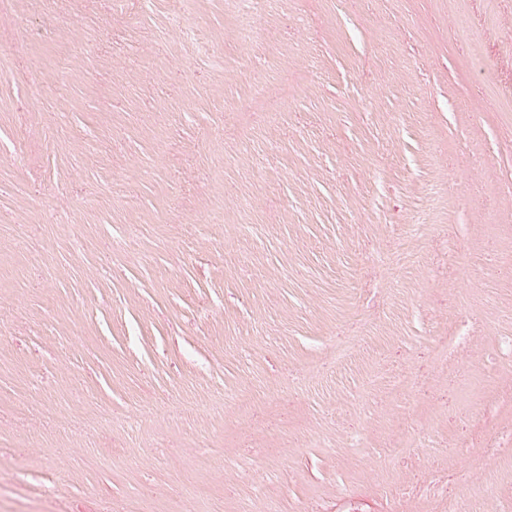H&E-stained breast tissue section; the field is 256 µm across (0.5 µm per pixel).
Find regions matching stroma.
<instances>
[{
  "label": "stroma",
  "instance_id": "stroma-1",
  "mask_svg": "<svg viewBox=\"0 0 512 512\" xmlns=\"http://www.w3.org/2000/svg\"><path fill=\"white\" fill-rule=\"evenodd\" d=\"M509 102L512 0H8L0 512H512ZM252 395L245 390H237L235 392L220 393L208 405L212 411H223L224 406H232L238 413L245 412L252 402Z\"/></svg>",
  "mask_w": 512,
  "mask_h": 512
}]
</instances>
